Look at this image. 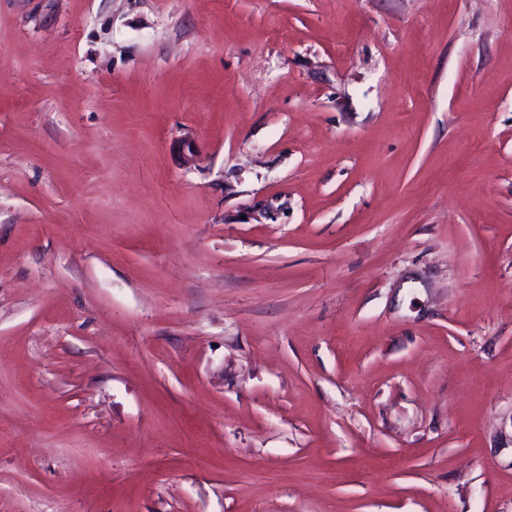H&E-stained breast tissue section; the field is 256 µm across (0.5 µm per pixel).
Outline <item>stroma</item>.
Returning a JSON list of instances; mask_svg holds the SVG:
<instances>
[{
  "label": "stroma",
  "mask_w": 512,
  "mask_h": 512,
  "mask_svg": "<svg viewBox=\"0 0 512 512\" xmlns=\"http://www.w3.org/2000/svg\"><path fill=\"white\" fill-rule=\"evenodd\" d=\"M511 18L0 0V512H512Z\"/></svg>",
  "instance_id": "1"
}]
</instances>
